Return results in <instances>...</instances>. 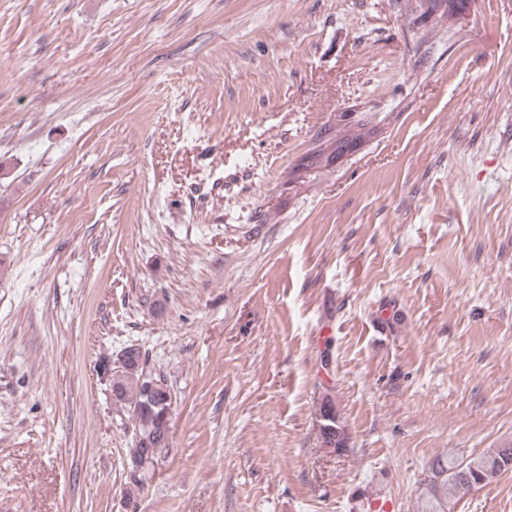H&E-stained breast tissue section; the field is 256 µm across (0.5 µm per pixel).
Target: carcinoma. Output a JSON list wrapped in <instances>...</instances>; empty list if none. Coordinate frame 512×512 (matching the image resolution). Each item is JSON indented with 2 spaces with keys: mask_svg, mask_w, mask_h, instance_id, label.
<instances>
[{
  "mask_svg": "<svg viewBox=\"0 0 512 512\" xmlns=\"http://www.w3.org/2000/svg\"><path fill=\"white\" fill-rule=\"evenodd\" d=\"M119 362V392L115 402L131 413L133 422L132 448L129 452L131 483H144L143 466L169 448L171 420L166 418L169 407L164 398L147 394V377L167 382L165 376L147 365L141 348L130 346L123 351ZM321 445L338 455L349 444V435L329 395L321 399L318 410ZM512 461V445L489 448L466 460L438 455L427 464L419 481L417 512H448L459 494L492 484L508 471L505 460Z\"/></svg>",
  "mask_w": 512,
  "mask_h": 512,
  "instance_id": "1",
  "label": "carcinoma"
}]
</instances>
